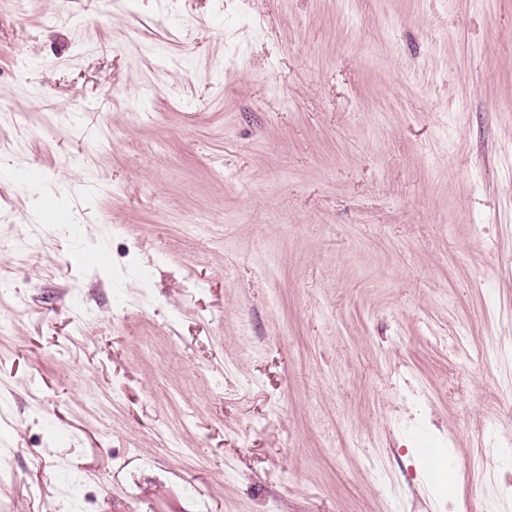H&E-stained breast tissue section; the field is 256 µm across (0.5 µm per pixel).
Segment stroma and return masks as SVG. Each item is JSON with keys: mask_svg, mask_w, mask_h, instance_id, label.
<instances>
[{"mask_svg": "<svg viewBox=\"0 0 512 512\" xmlns=\"http://www.w3.org/2000/svg\"><path fill=\"white\" fill-rule=\"evenodd\" d=\"M0 107V512H512V0H0Z\"/></svg>", "mask_w": 512, "mask_h": 512, "instance_id": "1", "label": "stroma"}]
</instances>
